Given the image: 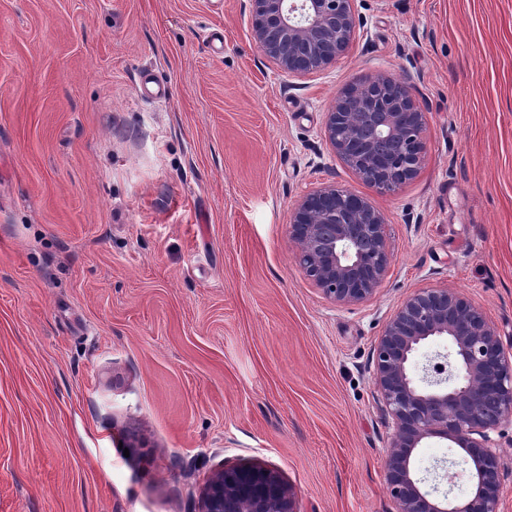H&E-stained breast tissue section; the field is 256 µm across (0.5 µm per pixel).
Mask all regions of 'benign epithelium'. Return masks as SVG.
Instances as JSON below:
<instances>
[{
    "label": "benign epithelium",
    "mask_w": 512,
    "mask_h": 512,
    "mask_svg": "<svg viewBox=\"0 0 512 512\" xmlns=\"http://www.w3.org/2000/svg\"><path fill=\"white\" fill-rule=\"evenodd\" d=\"M259 50L288 76L320 71L349 51L353 0H252ZM425 113L411 88L378 73L338 95L326 113L336 155L379 192L414 178L426 155ZM385 219L365 197L334 185L308 193L292 210L288 234L300 266L338 304L370 299L390 257ZM446 339L453 365L436 363L417 378L425 343ZM374 383L393 423L384 464L396 512H502L501 451L490 433L512 422V353L495 325L456 288H429L396 309L374 351ZM449 439L471 462L472 490L456 501L422 490L415 455L428 438ZM200 512H297L282 475L261 463L224 468L206 483Z\"/></svg>",
    "instance_id": "obj_1"
}]
</instances>
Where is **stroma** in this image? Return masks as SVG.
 I'll return each mask as SVG.
<instances>
[{
  "label": "stroma",
  "instance_id": "obj_1",
  "mask_svg": "<svg viewBox=\"0 0 512 512\" xmlns=\"http://www.w3.org/2000/svg\"><path fill=\"white\" fill-rule=\"evenodd\" d=\"M356 39L289 77L250 0H0V512H198L260 462L298 512H394L373 348L456 288L512 350V0H355ZM382 73L426 116L381 193L330 147L337 95ZM333 184L385 218L369 300L326 299L290 212ZM424 489L462 452L417 451Z\"/></svg>",
  "mask_w": 512,
  "mask_h": 512
}]
</instances>
